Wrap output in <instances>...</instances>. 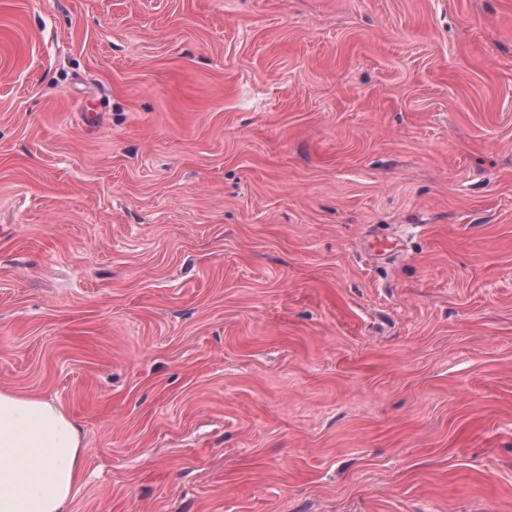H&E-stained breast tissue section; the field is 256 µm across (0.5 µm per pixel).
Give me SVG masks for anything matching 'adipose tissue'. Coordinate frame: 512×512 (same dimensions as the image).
<instances>
[{"label": "adipose tissue", "instance_id": "adipose-tissue-1", "mask_svg": "<svg viewBox=\"0 0 512 512\" xmlns=\"http://www.w3.org/2000/svg\"><path fill=\"white\" fill-rule=\"evenodd\" d=\"M83 457L57 404L0 388V512H68Z\"/></svg>", "mask_w": 512, "mask_h": 512}]
</instances>
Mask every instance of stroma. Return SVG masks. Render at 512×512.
I'll list each match as a JSON object with an SVG mask.
<instances>
[{
  "mask_svg": "<svg viewBox=\"0 0 512 512\" xmlns=\"http://www.w3.org/2000/svg\"><path fill=\"white\" fill-rule=\"evenodd\" d=\"M0 388L69 512H512V0H0ZM83 457L57 404L0 388V512H68Z\"/></svg>",
  "mask_w": 512,
  "mask_h": 512,
  "instance_id": "stroma-1",
  "label": "stroma"
}]
</instances>
